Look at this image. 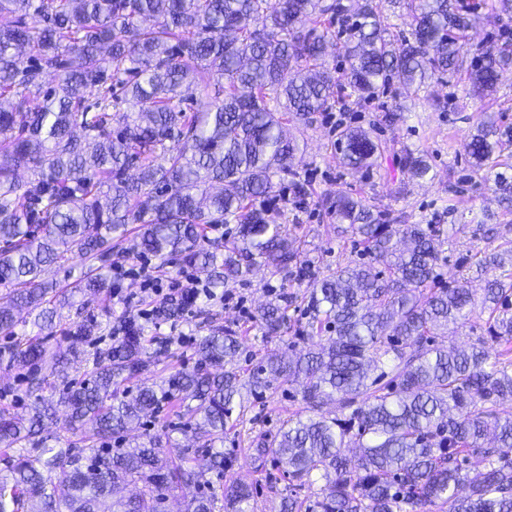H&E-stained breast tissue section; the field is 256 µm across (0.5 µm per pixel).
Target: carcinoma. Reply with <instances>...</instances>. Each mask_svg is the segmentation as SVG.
Instances as JSON below:
<instances>
[{"label":"carcinoma","mask_w":512,"mask_h":512,"mask_svg":"<svg viewBox=\"0 0 512 512\" xmlns=\"http://www.w3.org/2000/svg\"><path fill=\"white\" fill-rule=\"evenodd\" d=\"M410 36H397L378 0H0V334L15 338L0 350L26 382L34 403L28 416L0 413V445L13 452L0 474V512H113L112 487L137 494L122 512H163L171 492L192 483L188 512H248L253 485L236 482L222 493L206 474H224V435L245 452L279 512H512V239L470 255L485 276L481 301L488 340L469 349L439 347L450 323L469 320V279L431 288L442 242L421 224H386L372 205L349 193L329 203L336 224L359 236L362 262L328 269L301 299L308 329L292 347L263 354L248 375L225 365L239 353L237 332L213 326L196 341L191 369L179 368L136 391L124 383L148 370L145 325L124 320L123 335L88 354L80 380L67 375L65 352L38 336L17 338L20 312L53 333L70 294L41 279L44 268L76 250L95 265L79 282L84 293L112 288L101 273L113 241L138 225L134 248L165 265L173 256L210 276V295L265 266L283 276L305 265L302 247L270 216L274 177L292 173L297 145L283 125L334 102L359 105L391 84L416 90L435 74L464 63L465 36L478 14L456 0H405ZM347 36L348 67L324 66L325 46ZM512 67V31L467 69L469 93L497 92ZM55 77L46 88L43 78ZM224 80L204 110L180 104L195 89ZM43 95L27 106L28 94ZM97 92L96 102L86 95ZM487 121L472 134V165L494 176L499 203L512 211V164ZM341 163L370 168L390 151L361 128L339 133ZM411 179L431 171L425 155L405 153ZM30 176L22 179L18 170ZM136 170V176L129 175ZM237 222L232 238L203 240L207 226ZM387 264V272L375 264ZM191 301L171 297L161 317L177 320ZM268 336L288 329V302L271 301L255 315ZM329 335H322V331ZM61 381L58 403L70 425L87 434L86 448H57L43 436ZM302 381L308 415H294L272 434L258 429L236 401L276 382ZM336 400L351 412L330 418ZM193 420L202 464L184 467L161 437L124 448L102 441L123 435L165 403ZM237 417H232L234 410ZM359 449L349 467L346 450ZM477 456L485 472L468 479ZM272 466L288 477L277 488ZM324 480L315 499L300 491ZM468 486V494L459 488Z\"/></svg>","instance_id":"cac0c4a2"}]
</instances>
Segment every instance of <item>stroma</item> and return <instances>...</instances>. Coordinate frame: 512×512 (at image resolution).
<instances>
[{
  "label": "stroma",
  "mask_w": 512,
  "mask_h": 512,
  "mask_svg": "<svg viewBox=\"0 0 512 512\" xmlns=\"http://www.w3.org/2000/svg\"><path fill=\"white\" fill-rule=\"evenodd\" d=\"M468 88L463 72H448L436 75L417 91L393 84L349 111H340L335 106L313 114L309 121L287 124L288 135L296 138L302 148L293 171L297 179L310 183L313 193L298 200L293 197L289 182H282L270 208L273 216L286 221L290 232L302 240L314 276H322L336 264L360 258L355 236L344 225L333 223L326 209L327 200L339 193L359 194L391 215L402 216L406 223L435 225L444 241L435 280L439 286L449 285L465 273L471 249L479 244L486 230L512 225V212L502 210L492 183L474 171L465 150L469 135L475 132L484 113H494L498 127L512 128V70L503 72L493 97H471ZM394 108L400 109V120L391 126L379 123V115ZM340 118L348 127L369 131L375 139L394 142L398 151L427 154L432 166L429 175L406 182L398 160L393 157L358 173L343 168L331 148ZM299 289L298 278L286 283L280 275L259 268L232 290L233 295L243 298V307L211 300L205 313L198 317L161 323L159 335L175 337L176 342L166 350L152 346L145 379L155 381L173 369L193 366L196 338L204 323L237 331L241 345L238 366L241 372H248L251 358L296 343L300 313H292L286 333L269 338L264 336L254 316L260 305ZM139 309L138 302L128 303L109 293L76 297L72 307L62 309V319L46 342L54 349L66 347L68 327L77 321L93 324L94 336L114 335L117 320L138 318ZM244 404L247 414L264 421L270 430L303 410L295 385H281L266 399L246 396ZM168 423L174 430L169 439L163 440V447L176 453L181 448L197 446L192 431L182 430V418L168 408L144 418L127 437L133 440L155 435Z\"/></svg>",
  "instance_id": "35a3bbf8"
}]
</instances>
